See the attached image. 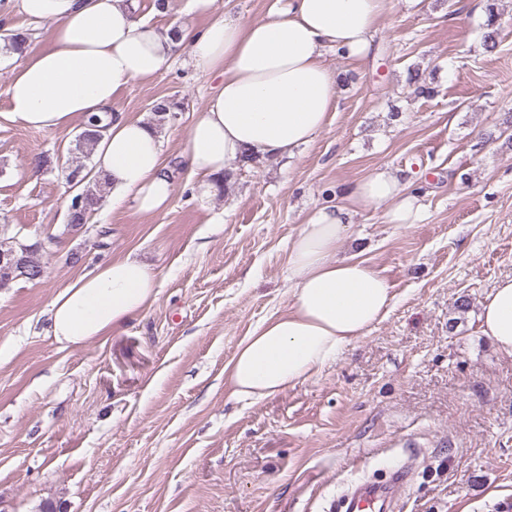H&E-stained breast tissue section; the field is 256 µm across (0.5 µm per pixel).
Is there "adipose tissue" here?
Returning <instances> with one entry per match:
<instances>
[{"mask_svg":"<svg viewBox=\"0 0 512 512\" xmlns=\"http://www.w3.org/2000/svg\"><path fill=\"white\" fill-rule=\"evenodd\" d=\"M385 8L386 0H273L265 19L245 23L217 14L216 0H188L189 12L212 13V21L163 29L138 16L136 0H5L0 25L17 15L51 26L49 47L13 70L5 117L52 131L111 112L94 146V173L108 181L113 206L130 201L140 213L156 214L174 189L162 137L154 124L112 109L133 81L160 74L181 47L196 72L218 77L180 156L195 190L215 196L232 187L245 155L269 162L314 141L337 107L338 74L326 65V50L367 58ZM345 200L316 209L292 238L287 310L257 325L224 367L234 399L284 393L388 316L393 294L386 278L368 261L337 251L352 213L382 205L387 223L411 224L419 199L396 174L379 170L349 187ZM157 286L155 272L135 257L101 263L56 294L51 333L65 348L122 333L149 307ZM480 326L512 355V276L486 296Z\"/></svg>","mask_w":512,"mask_h":512,"instance_id":"1","label":"adipose tissue"}]
</instances>
